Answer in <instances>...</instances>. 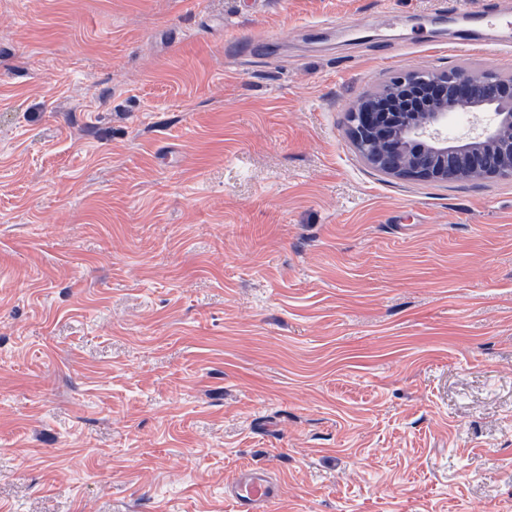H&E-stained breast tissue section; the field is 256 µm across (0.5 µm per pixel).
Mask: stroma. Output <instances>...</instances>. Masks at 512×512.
I'll use <instances>...</instances> for the list:
<instances>
[{"label":"stroma","mask_w":512,"mask_h":512,"mask_svg":"<svg viewBox=\"0 0 512 512\" xmlns=\"http://www.w3.org/2000/svg\"><path fill=\"white\" fill-rule=\"evenodd\" d=\"M455 2L0 0V512H512V179L347 129ZM224 497L236 512H275L280 492L265 470L242 468L224 485Z\"/></svg>","instance_id":"obj_1"}]
</instances>
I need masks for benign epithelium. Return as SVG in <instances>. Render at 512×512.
Wrapping results in <instances>:
<instances>
[{"mask_svg":"<svg viewBox=\"0 0 512 512\" xmlns=\"http://www.w3.org/2000/svg\"><path fill=\"white\" fill-rule=\"evenodd\" d=\"M431 111L413 112L412 93ZM474 133L448 135L456 115L481 116ZM349 132L364 161L390 177L447 182L512 179V76L414 69L392 77L349 112ZM419 143L421 149L412 150Z\"/></svg>","mask_w":512,"mask_h":512,"instance_id":"1","label":"benign epithelium"}]
</instances>
